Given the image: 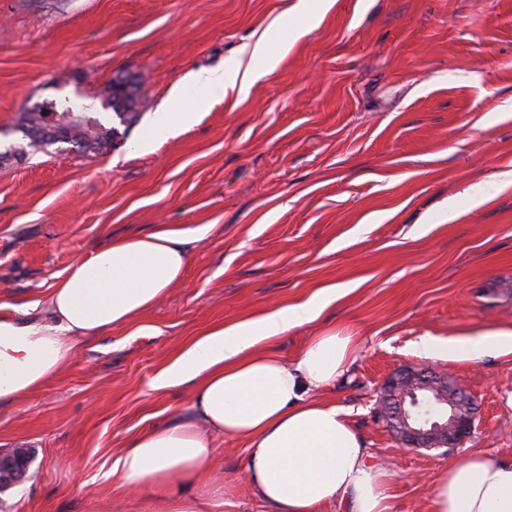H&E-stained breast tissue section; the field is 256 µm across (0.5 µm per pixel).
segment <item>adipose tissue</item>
Listing matches in <instances>:
<instances>
[{
    "label": "adipose tissue",
    "mask_w": 512,
    "mask_h": 512,
    "mask_svg": "<svg viewBox=\"0 0 512 512\" xmlns=\"http://www.w3.org/2000/svg\"><path fill=\"white\" fill-rule=\"evenodd\" d=\"M252 64L191 74L209 96L245 88L275 70L288 52L266 37L249 46ZM199 102L174 87L138 142L152 152L175 131L196 123ZM211 230L162 227L115 239L75 260L44 302L46 318L0 315V402L27 397L54 379L79 338L129 323L182 282L191 243ZM335 289L294 305L213 327L189 341L160 373L163 387L187 386L191 405L180 417L131 440L112 467L119 487L141 512H223L224 471L217 438L248 446L246 476L272 512H391L390 476L375 466L356 430L336 406L318 400L341 378L353 353L350 332L324 329L300 354L281 357L272 341L316 320ZM512 348V330L487 329L416 345L431 359L479 361ZM429 512H512V461L487 453L454 459L430 497Z\"/></svg>",
    "instance_id": "adipose-tissue-1"
}]
</instances>
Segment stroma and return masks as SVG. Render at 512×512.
Here are the masks:
<instances>
[{
  "instance_id": "1",
  "label": "stroma",
  "mask_w": 512,
  "mask_h": 512,
  "mask_svg": "<svg viewBox=\"0 0 512 512\" xmlns=\"http://www.w3.org/2000/svg\"><path fill=\"white\" fill-rule=\"evenodd\" d=\"M296 0H0V128L44 101L100 96L143 76L138 116L99 153L48 150L0 164V303L15 316L112 238L211 225L183 281L133 321L78 341L31 396L0 404V452L32 449L7 512H138L112 465L126 442L174 420L191 390L155 388L194 336L321 289L342 296L273 349L353 333L347 373L323 392L392 474L391 512H428L450 460L512 458V350L429 360L423 336L512 329V187L471 206L467 188L512 171V0H335L318 27ZM302 29L246 93L208 97L188 74L223 68L260 35ZM199 120L153 152L134 147L171 88ZM406 367L465 384L469 438L403 446L378 413ZM244 442L217 443L224 512H269Z\"/></svg>"
}]
</instances>
